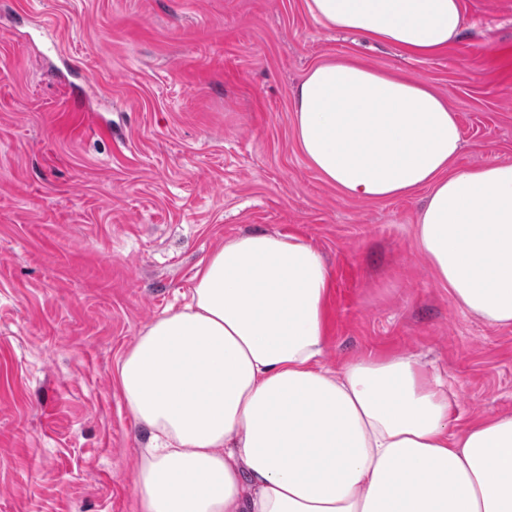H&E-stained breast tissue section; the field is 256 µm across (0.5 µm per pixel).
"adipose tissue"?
Wrapping results in <instances>:
<instances>
[{
    "mask_svg": "<svg viewBox=\"0 0 512 512\" xmlns=\"http://www.w3.org/2000/svg\"><path fill=\"white\" fill-rule=\"evenodd\" d=\"M324 26L426 57L462 30L459 0H306ZM310 166L345 196L424 192L420 252L452 302L512 324V162L454 168L458 120L427 83L352 57L293 99ZM190 298L116 364L149 428L138 512H512V415L458 425L445 383L411 356L323 363L330 270L303 238L218 244Z\"/></svg>",
    "mask_w": 512,
    "mask_h": 512,
    "instance_id": "1",
    "label": "adipose tissue"
}]
</instances>
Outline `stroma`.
Segmentation results:
<instances>
[{
  "mask_svg": "<svg viewBox=\"0 0 512 512\" xmlns=\"http://www.w3.org/2000/svg\"><path fill=\"white\" fill-rule=\"evenodd\" d=\"M460 7L457 39L411 57L306 0H0V512H134L151 433L117 361L219 240L249 232L322 253L328 367L415 355L460 422L512 415V325L452 303L417 247L421 194L347 198L294 135L295 87L350 56L447 100L456 167L512 161V0Z\"/></svg>",
  "mask_w": 512,
  "mask_h": 512,
  "instance_id": "stroma-1",
  "label": "stroma"
}]
</instances>
